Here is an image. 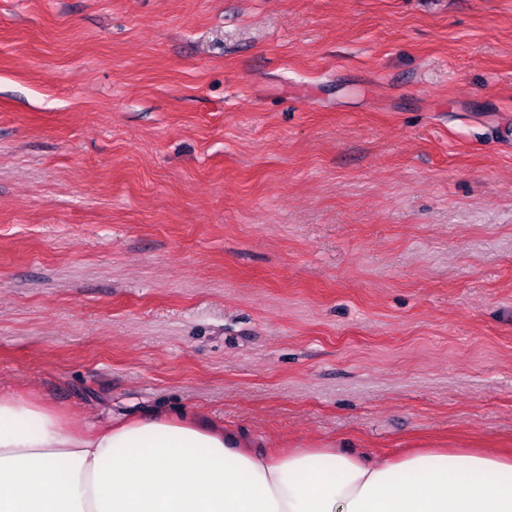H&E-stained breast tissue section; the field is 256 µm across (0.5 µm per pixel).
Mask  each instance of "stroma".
I'll return each mask as SVG.
<instances>
[{"instance_id":"35a3bbf8","label":"stroma","mask_w":512,"mask_h":512,"mask_svg":"<svg viewBox=\"0 0 512 512\" xmlns=\"http://www.w3.org/2000/svg\"><path fill=\"white\" fill-rule=\"evenodd\" d=\"M0 387L512 452V0H0Z\"/></svg>"}]
</instances>
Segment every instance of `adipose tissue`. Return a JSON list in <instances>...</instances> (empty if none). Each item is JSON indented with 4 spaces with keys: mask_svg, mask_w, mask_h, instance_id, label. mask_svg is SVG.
<instances>
[{
    "mask_svg": "<svg viewBox=\"0 0 512 512\" xmlns=\"http://www.w3.org/2000/svg\"><path fill=\"white\" fill-rule=\"evenodd\" d=\"M0 512H512V457L268 450L193 411L78 434L3 390Z\"/></svg>",
    "mask_w": 512,
    "mask_h": 512,
    "instance_id": "adipose-tissue-1",
    "label": "adipose tissue"
}]
</instances>
